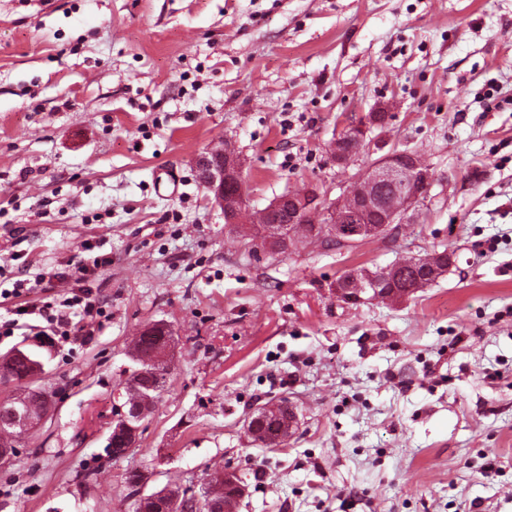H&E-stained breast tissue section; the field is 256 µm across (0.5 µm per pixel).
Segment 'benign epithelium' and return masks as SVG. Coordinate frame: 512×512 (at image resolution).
I'll list each match as a JSON object with an SVG mask.
<instances>
[{
	"label": "benign epithelium",
	"mask_w": 512,
	"mask_h": 512,
	"mask_svg": "<svg viewBox=\"0 0 512 512\" xmlns=\"http://www.w3.org/2000/svg\"><path fill=\"white\" fill-rule=\"evenodd\" d=\"M380 122V116L374 114L349 127L342 140L331 143L334 159L340 164L351 161L366 146L367 134ZM243 166V159L228 140L212 146L196 161L199 181L224 212L227 224L242 223L246 209ZM432 181V172L416 154L391 149L364 167L356 186L347 188L340 200L327 201L317 186L274 197L257 213L253 233L258 239L266 236L265 227L276 223V216L286 209L293 216L291 223L304 224L313 219L322 225V232L352 245L363 236H380L390 225L403 223L408 213L426 197ZM384 185L392 188L387 198L378 192ZM383 296L380 282L373 280L359 286L351 299L363 301ZM119 414L124 428L139 431L137 423L141 414L135 401L125 400Z\"/></svg>",
	"instance_id": "obj_1"
}]
</instances>
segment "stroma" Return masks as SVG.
<instances>
[{
    "instance_id": "35a3bbf8",
    "label": "stroma",
    "mask_w": 512,
    "mask_h": 512,
    "mask_svg": "<svg viewBox=\"0 0 512 512\" xmlns=\"http://www.w3.org/2000/svg\"><path fill=\"white\" fill-rule=\"evenodd\" d=\"M372 112L435 177L386 235L247 245L196 177L228 139L250 210L310 184L338 199L379 153L340 166L329 145ZM441 244L447 272L408 298L336 295ZM71 263L98 267L92 340L0 335L52 400L0 469V512H134L129 473L148 494L216 468L244 482L238 512H512V0H0V291L60 302ZM157 321L166 385L108 457ZM284 398L286 441L253 442Z\"/></svg>"
}]
</instances>
